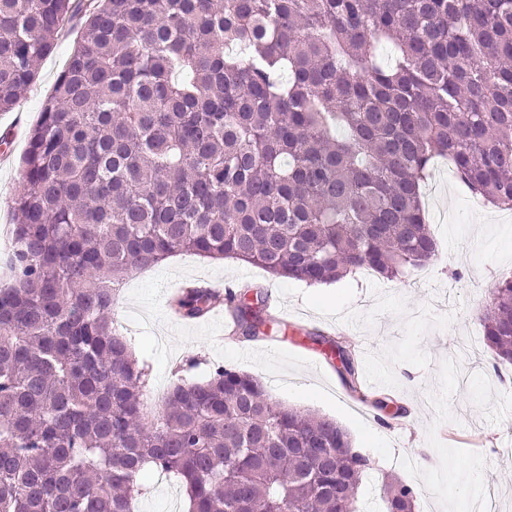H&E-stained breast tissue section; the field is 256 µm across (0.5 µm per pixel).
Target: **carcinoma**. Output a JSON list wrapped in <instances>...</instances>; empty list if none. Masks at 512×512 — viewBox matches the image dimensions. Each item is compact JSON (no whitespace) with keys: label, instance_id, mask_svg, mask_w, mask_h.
<instances>
[{"label":"carcinoma","instance_id":"1","mask_svg":"<svg viewBox=\"0 0 512 512\" xmlns=\"http://www.w3.org/2000/svg\"><path fill=\"white\" fill-rule=\"evenodd\" d=\"M70 22L80 40L12 198L0 512H132L148 466L182 478L188 512H363L371 467L348 431L248 373L217 364L154 408L115 287L181 252L309 284L399 280L437 257L420 199L437 157L511 209L512 0H0V112ZM226 301L243 337L267 334L259 287ZM209 306L205 288L178 299L188 319ZM480 321L512 364V275ZM308 338L396 417L358 388L348 347ZM415 501L385 488L387 512Z\"/></svg>","mask_w":512,"mask_h":512}]
</instances>
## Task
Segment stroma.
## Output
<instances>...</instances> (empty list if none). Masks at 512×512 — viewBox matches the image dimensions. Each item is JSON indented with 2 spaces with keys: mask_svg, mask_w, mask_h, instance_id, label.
Listing matches in <instances>:
<instances>
[{
  "mask_svg": "<svg viewBox=\"0 0 512 512\" xmlns=\"http://www.w3.org/2000/svg\"><path fill=\"white\" fill-rule=\"evenodd\" d=\"M79 38L78 28H66L26 98L13 111L0 112V133L19 128L14 144L0 140V233L12 222L27 131ZM422 199L438 259L399 281L355 273L309 285L190 253L127 278L112 317L148 365L154 401L178 381H200L212 365H229L259 378L274 401L314 411L350 433L355 450L372 461L360 489L371 512H384V488L394 480L414 487L416 512H467L486 495L495 512H512V485L496 477L512 464V365L495 362L479 321L499 278L512 275V210L481 205L444 160L435 163ZM244 277L278 293L297 325H276L259 342L227 339L207 321L173 320L164 306L167 289L186 281L235 287ZM314 330L350 344L361 379L396 397L402 410L389 425L366 411L331 364L311 368L310 359L322 356L306 338ZM138 483L143 493L136 512H186L176 474L148 470Z\"/></svg>",
  "mask_w": 512,
  "mask_h": 512,
  "instance_id": "obj_1",
  "label": "stroma"
}]
</instances>
